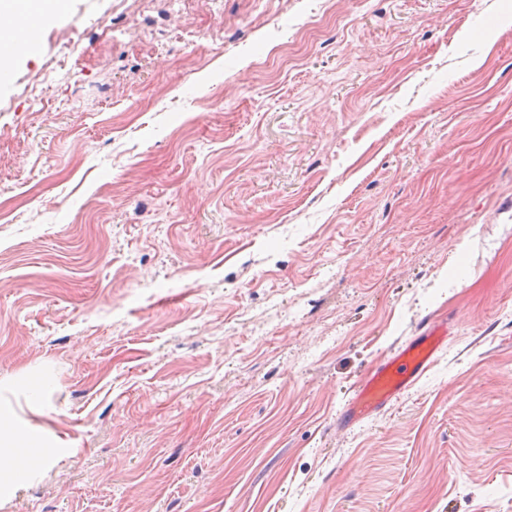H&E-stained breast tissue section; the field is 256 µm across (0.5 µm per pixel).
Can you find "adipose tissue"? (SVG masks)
<instances>
[{"label": "adipose tissue", "instance_id": "1", "mask_svg": "<svg viewBox=\"0 0 512 512\" xmlns=\"http://www.w3.org/2000/svg\"><path fill=\"white\" fill-rule=\"evenodd\" d=\"M56 16L52 0H0V35L23 41L34 26ZM63 445L61 438L28 427L11 407L0 403V498L39 477L51 449Z\"/></svg>", "mask_w": 512, "mask_h": 512}]
</instances>
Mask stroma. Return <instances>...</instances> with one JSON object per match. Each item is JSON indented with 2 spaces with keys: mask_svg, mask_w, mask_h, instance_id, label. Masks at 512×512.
I'll return each instance as SVG.
<instances>
[{
  "mask_svg": "<svg viewBox=\"0 0 512 512\" xmlns=\"http://www.w3.org/2000/svg\"><path fill=\"white\" fill-rule=\"evenodd\" d=\"M68 2L0 85V382L66 448L0 512H512V0ZM419 336L378 362L361 381L341 413L340 425L350 427L370 418L414 386L431 367L448 339V322L427 321Z\"/></svg>",
  "mask_w": 512,
  "mask_h": 512,
  "instance_id": "obj_1",
  "label": "stroma"
}]
</instances>
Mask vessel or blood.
<instances>
[{
	"label": "vessel or blood",
	"instance_id": "obj_1",
	"mask_svg": "<svg viewBox=\"0 0 512 512\" xmlns=\"http://www.w3.org/2000/svg\"><path fill=\"white\" fill-rule=\"evenodd\" d=\"M448 338L443 320L425 322L419 336L378 362L345 404L340 424L361 423L414 386L431 367Z\"/></svg>",
	"mask_w": 512,
	"mask_h": 512
}]
</instances>
